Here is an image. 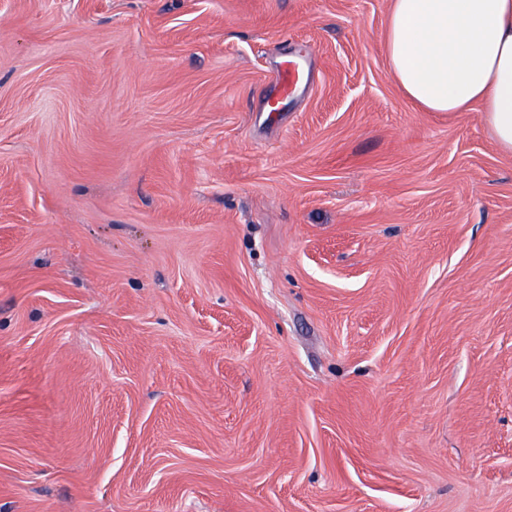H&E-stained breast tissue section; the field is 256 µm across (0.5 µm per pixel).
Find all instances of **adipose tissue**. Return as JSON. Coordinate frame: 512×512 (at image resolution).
<instances>
[{
    "mask_svg": "<svg viewBox=\"0 0 512 512\" xmlns=\"http://www.w3.org/2000/svg\"><path fill=\"white\" fill-rule=\"evenodd\" d=\"M386 50L421 110L479 106L495 146L512 155V0H392Z\"/></svg>",
    "mask_w": 512,
    "mask_h": 512,
    "instance_id": "ef3b65f1",
    "label": "adipose tissue"
}]
</instances>
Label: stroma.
<instances>
[{
    "instance_id": "stroma-1",
    "label": "stroma",
    "mask_w": 512,
    "mask_h": 512,
    "mask_svg": "<svg viewBox=\"0 0 512 512\" xmlns=\"http://www.w3.org/2000/svg\"><path fill=\"white\" fill-rule=\"evenodd\" d=\"M389 10L0 0V512H512V156Z\"/></svg>"
}]
</instances>
